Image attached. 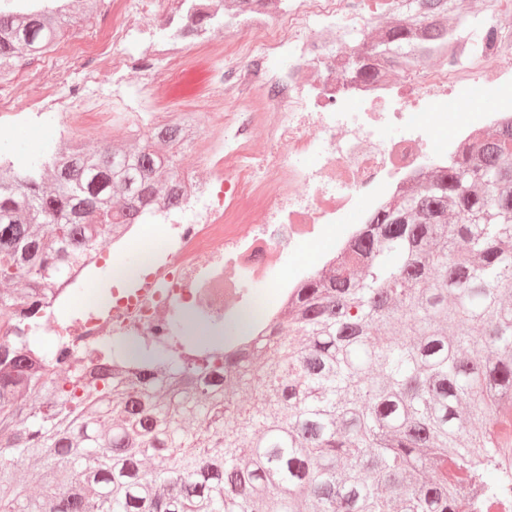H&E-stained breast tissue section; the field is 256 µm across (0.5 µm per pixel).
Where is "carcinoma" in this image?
<instances>
[{
	"instance_id": "obj_1",
	"label": "carcinoma",
	"mask_w": 512,
	"mask_h": 512,
	"mask_svg": "<svg viewBox=\"0 0 512 512\" xmlns=\"http://www.w3.org/2000/svg\"><path fill=\"white\" fill-rule=\"evenodd\" d=\"M101 0H0V86ZM288 0H233L241 13ZM398 18L336 42L358 81L448 56L480 55L498 29L456 0H399ZM224 16L184 15L195 37ZM190 119L155 127L160 153L56 148L0 159V503L28 512H484L512 491V128L468 144L419 188L375 213L335 265L307 280L288 322L199 361L100 347L88 370L47 351L38 307L71 267L125 224L178 200L175 158ZM455 217L448 223V214ZM60 223H51V218ZM371 271L361 281L355 268ZM53 275H43L45 269ZM269 399L242 416L234 389ZM166 386L170 399L154 392ZM67 479L28 496L31 462ZM431 471L430 479L421 474Z\"/></svg>"
}]
</instances>
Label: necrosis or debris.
<instances>
[{"label":"necrosis or debris","instance_id":"1","mask_svg":"<svg viewBox=\"0 0 512 512\" xmlns=\"http://www.w3.org/2000/svg\"><path fill=\"white\" fill-rule=\"evenodd\" d=\"M174 3L113 0L109 27L29 75L37 107L69 115L75 125L91 111L122 125L144 123L143 111L126 105V91L133 85L153 98L157 73L128 46L160 7ZM393 3L288 0L285 10L242 16L225 31L213 48L216 71L203 103L209 121L195 141L206 174L178 205L154 211L168 226L164 242L104 302L63 318L56 291L41 311L70 363L86 362L104 341L132 337L192 356L193 347L173 336L172 321L189 311L210 324L250 313L251 290L279 252L318 239L345 210L367 221L415 189L430 163L453 157L461 141L504 127L512 116L506 109L473 114L451 137L434 135L436 117L448 108L465 112L492 93L512 96V68L498 63L512 50L507 32L490 53L473 56L462 45L455 63H424L395 81L336 73L329 48L337 18L363 26L387 16ZM254 29L264 30L262 41L248 40ZM259 132L266 136L260 153L253 149Z\"/></svg>","mask_w":512,"mask_h":512}]
</instances>
